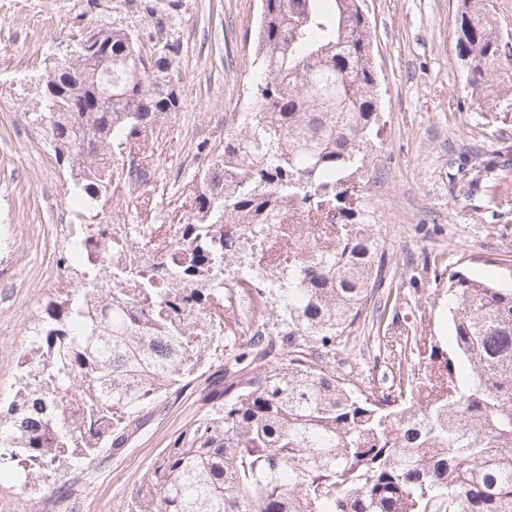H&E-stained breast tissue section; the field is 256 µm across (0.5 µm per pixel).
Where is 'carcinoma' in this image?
I'll list each match as a JSON object with an SVG mask.
<instances>
[{"label":"carcinoma","instance_id":"carcinoma-1","mask_svg":"<svg viewBox=\"0 0 512 512\" xmlns=\"http://www.w3.org/2000/svg\"><path fill=\"white\" fill-rule=\"evenodd\" d=\"M322 2L261 0L254 111L196 175L187 222L169 225L178 264L126 257L124 224H86L68 241L71 253L104 238L122 259L78 267L76 287L35 324L0 413V466L22 469L23 486L50 467L83 471L121 453L144 405L191 384L224 335L243 332L224 322L225 271L257 268L260 315L276 318L277 340L255 330L236 376L226 383L217 370L204 412L137 480L128 512H512V288L448 270L435 293L447 296L451 347L411 327L425 366L393 363L385 388L362 390L326 360L368 312L367 342L386 349L389 300L378 296L387 262L372 225L342 206L381 133L369 25L363 0ZM462 8L457 57L470 85L490 86L512 63V42L486 0ZM100 33L112 42L111 106L61 73L34 116L56 161L84 169L69 189L78 216L110 184L151 179L147 149L180 109L154 76L179 51L172 28L158 20L145 42L123 27ZM158 52L152 73L144 57ZM128 148L137 164H110ZM496 169L493 156L462 159L448 179L500 205L512 200L489 182ZM231 224H286L313 254L283 266L261 240L224 237ZM129 282L133 294L121 288Z\"/></svg>","mask_w":512,"mask_h":512}]
</instances>
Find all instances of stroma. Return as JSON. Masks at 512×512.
<instances>
[{"label": "stroma", "mask_w": 512, "mask_h": 512, "mask_svg": "<svg viewBox=\"0 0 512 512\" xmlns=\"http://www.w3.org/2000/svg\"><path fill=\"white\" fill-rule=\"evenodd\" d=\"M180 41L172 70L181 108L164 124L172 146L155 149L154 176L137 194L143 224L185 221L184 196L198 169L224 146L253 107L249 62L259 0H155ZM373 62L378 73L382 132L360 190L346 205L380 234L389 268L381 285L393 301L391 333L409 325L451 329L432 310L436 278L445 265L512 285V205L486 213L485 198L457 197L448 183L451 158L476 152L501 156L496 178L512 190V81L475 90L456 56L460 0H366ZM156 15L135 13L129 0H0V408H7L22 373L20 356L31 343L28 327L65 263L59 226L71 213L69 174L54 158L44 126L33 123L39 79L80 25L116 24L138 36ZM354 338L336 348L339 373L360 387L390 380L387 359ZM208 376L146 406L130 444L78 476L62 493L44 472L39 489L22 486L19 471L0 470V512H127L136 479L186 425L203 411Z\"/></svg>", "instance_id": "obj_1"}]
</instances>
